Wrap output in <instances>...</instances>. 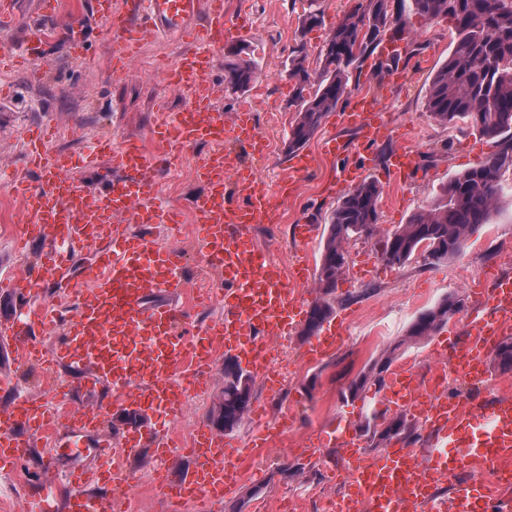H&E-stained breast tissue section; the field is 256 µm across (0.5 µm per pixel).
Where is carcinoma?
Segmentation results:
<instances>
[{
	"label": "carcinoma",
	"instance_id": "obj_1",
	"mask_svg": "<svg viewBox=\"0 0 512 512\" xmlns=\"http://www.w3.org/2000/svg\"><path fill=\"white\" fill-rule=\"evenodd\" d=\"M417 12L429 19L448 18L454 23V47L436 71L426 95V109L440 125L459 121L494 139L498 150L444 184L435 201L414 212L407 223L381 232L379 203L382 187L363 181L349 191L332 211L321 246L316 273L318 297L311 304L300 329L303 338L316 335L335 312L338 282L346 271L347 247L356 234L370 240L379 235L380 257L390 267H404L417 258L418 246L437 245L436 265L459 255L471 233L493 218L508 180L512 178V0H414ZM405 31L390 0H359L340 19L319 51L318 75L311 78L303 42L292 52L287 70L293 82L296 117L285 145L291 154L303 148L325 119L347 99L350 81L361 59L375 53L388 33ZM245 46L230 51L224 79L236 91H246L257 78L256 64L242 57ZM464 308V299L449 294L422 311L394 346L416 342L448 324ZM391 356L374 363L351 381L348 392L356 397L368 387L383 385ZM494 367L512 371V338L502 342L493 356ZM253 396L252 379L239 363L224 359L221 403L224 431L231 432L248 413ZM370 435L371 447L385 448L397 438L415 440V428L405 415H393L388 428L378 431L370 423L360 426Z\"/></svg>",
	"mask_w": 512,
	"mask_h": 512
}]
</instances>
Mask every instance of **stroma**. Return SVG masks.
Listing matches in <instances>:
<instances>
[{"label":"stroma","mask_w":512,"mask_h":512,"mask_svg":"<svg viewBox=\"0 0 512 512\" xmlns=\"http://www.w3.org/2000/svg\"><path fill=\"white\" fill-rule=\"evenodd\" d=\"M18 25L0 30V51L17 55L11 66L0 69V170L18 174L36 182L37 174L28 164L33 134L52 131L55 152L67 157L72 175L87 194L101 187L107 168L86 170L84 158L88 146L99 134L113 142L145 138L154 123L161 103L177 107L182 97L169 93L159 77L179 53L188 50L185 42L167 39L150 41L138 50L130 74H108L103 60L109 39L102 26L89 23L83 30L86 57L68 59L62 41L44 45L40 57L24 60L21 43L34 30L63 27L67 16H44L38 0H15ZM357 0H224L230 16L247 20V27L226 40L215 53L214 105L225 117L247 109L256 117L266 150L256 160L259 174L278 185L285 173L288 139L295 109L291 104L292 86L284 76L291 52L298 40L300 18L321 12V25L309 30L306 42L309 60L318 53L336 23ZM406 32L414 47L415 66L404 78L391 82L377 78V56L368 57L361 66L359 92L377 97L393 130L392 136L369 159L350 150L341 157L322 156L320 146L328 133H336L350 145L357 139L338 114H330L306 146L315 155L317 165L309 177L292 187L290 198L277 202L269 222L253 225L255 243L269 250L285 274L293 272L295 256H303L318 265L322 240L296 241L293 228L303 220L325 225L331 211L341 200L337 187L346 167L365 164L367 179L383 188L380 202V227L394 230L406 223L416 210L428 207L443 184L494 153V140L483 137L465 124L443 126L435 122L425 107L426 92L436 70L448 59L455 38L454 24L448 19L420 16L413 0H402ZM245 45L255 61L259 77L246 93L234 92L224 80V62L229 49ZM416 146L419 161L412 177H389L387 161L403 143ZM211 150L201 142L186 148L159 171L163 198L181 215L179 242L187 252L186 289L194 291L205 259L197 248L199 228L190 211L192 199L202 191L196 176L199 161ZM24 247L38 255L40 243L23 241L20 204L0 185V271H8L14 250ZM349 267L339 283L337 305L332 316L339 323L344 341L324 359L312 362L305 353L309 340L292 335L290 349L298 364L283 383L278 396L268 394L262 379L253 381L252 404L265 406L266 420L272 431L265 446L252 447L258 419L248 412L241 425L229 432L230 440L249 447L248 456L236 463L235 478L224 494L222 512H232L242 504V512H276L286 506L290 512H323L325 498L334 497L338 484L329 482L325 465L336 455L335 439L348 431L359 430L372 411L381 409V391L370 389L351 398L345 390L369 364L383 354H392V368L425 372L437 351L451 342L468 317L485 312L481 289L495 278L512 275V200L503 201L491 223L480 227L467 241L463 251L452 260L429 267L412 262L403 268H390L380 260L373 244L359 240L348 247ZM290 287L300 288L308 299L317 296L314 284L292 279ZM372 292L360 296L359 290ZM456 293L465 300L462 313L451 318L438 332L411 347H399L409 323L422 310L434 306L445 295ZM53 456L59 473L83 470L92 465L88 448H63L54 439L35 436L30 455L17 471L20 496L11 495L0 474V512H37L43 489L40 485L41 460ZM302 471L288 475V466ZM47 497V496H44ZM66 491L48 496L55 512H65Z\"/></svg>","instance_id":"35a3bbf8"}]
</instances>
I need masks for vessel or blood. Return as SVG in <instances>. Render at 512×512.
<instances>
[{
	"instance_id": "b4317fda",
	"label": "vessel or blood",
	"mask_w": 512,
	"mask_h": 512,
	"mask_svg": "<svg viewBox=\"0 0 512 512\" xmlns=\"http://www.w3.org/2000/svg\"><path fill=\"white\" fill-rule=\"evenodd\" d=\"M94 16L111 39L108 71L127 69L139 46L153 36L191 40L176 66L162 78L184 103L160 106L150 132L151 147L129 143L113 147L99 137L87 156L97 169L109 159L115 173L95 196H88L71 176L48 138H40L30 162L39 172L36 185L17 179L13 192L26 218L24 236L39 241L35 263L19 265L0 280L15 299V312L0 320V338L16 357H38L49 349L53 370L64 371L59 393L70 399L76 389L106 390L110 400L85 410L53 417L41 398L16 397L0 408V467L22 466L31 432L80 439L98 431L109 403L138 414L140 427L115 428L98 442L95 473L76 472L66 479L78 491L68 497V512H130L136 495L128 462L145 443L154 447L155 469L167 499L220 502L234 474L233 445L199 424L188 452L192 460L179 480L169 477L175 443L166 430L151 428L157 410L180 416L185 393L199 384L216 345L253 373L271 376V335L289 334L304 318L306 303L283 281L248 234L251 225L267 221L273 192L250 160L262 156L263 138L249 113L225 120L211 101L202 77L215 60L214 51L235 26L224 0H94L92 13L74 12L63 36L68 53L84 58L82 39L87 16ZM346 125L359 135V148L370 154L389 128L375 98L357 96L344 112ZM200 141L212 150L197 170L203 191L192 201L206 265L219 274L224 314L208 328L189 333L192 305L183 302L185 255L179 244L160 247L148 234L134 235V224H176L180 218L161 196L157 165L161 157ZM418 152L401 147L389 159L392 174H409ZM313 157H289V181L305 177ZM94 247L96 259L74 284L64 303L39 304L46 288L69 260L76 244ZM486 315L472 317L452 350L438 353L435 374L394 371L385 406L412 415L424 433L420 445H394L372 454L357 439L341 441L332 472L343 491L334 512H512V497L489 493L476 475L512 460V396L491 392L451 394L435 375L454 367L471 384L488 374L497 344L512 335V278L501 276L488 288ZM114 487L111 501L89 492L90 479ZM451 496L438 494L443 483Z\"/></svg>"
}]
</instances>
